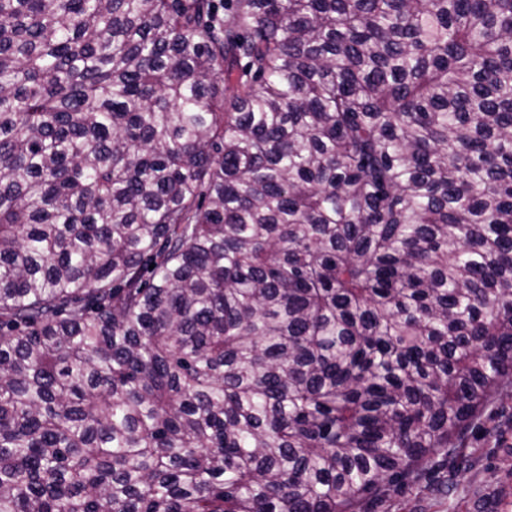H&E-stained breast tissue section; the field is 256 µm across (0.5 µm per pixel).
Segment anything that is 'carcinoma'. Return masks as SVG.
Segmentation results:
<instances>
[{"instance_id": "carcinoma-1", "label": "carcinoma", "mask_w": 512, "mask_h": 512, "mask_svg": "<svg viewBox=\"0 0 512 512\" xmlns=\"http://www.w3.org/2000/svg\"><path fill=\"white\" fill-rule=\"evenodd\" d=\"M512 378V0H0V512H356Z\"/></svg>"}]
</instances>
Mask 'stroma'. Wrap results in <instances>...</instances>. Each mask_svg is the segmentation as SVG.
<instances>
[{
  "instance_id": "35a3bbf8",
  "label": "stroma",
  "mask_w": 512,
  "mask_h": 512,
  "mask_svg": "<svg viewBox=\"0 0 512 512\" xmlns=\"http://www.w3.org/2000/svg\"><path fill=\"white\" fill-rule=\"evenodd\" d=\"M363 512H512V400H493L469 434L460 468L443 466L436 483L415 478Z\"/></svg>"
}]
</instances>
